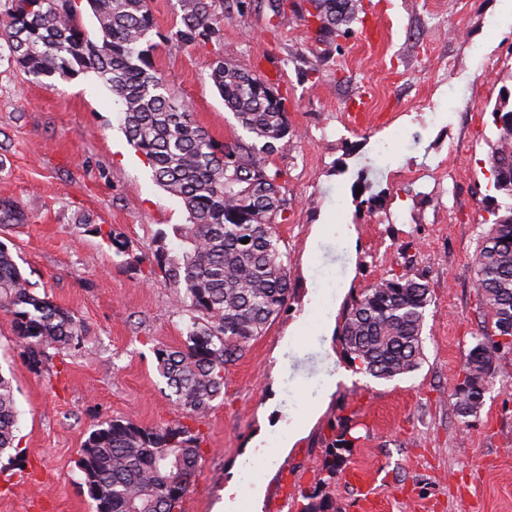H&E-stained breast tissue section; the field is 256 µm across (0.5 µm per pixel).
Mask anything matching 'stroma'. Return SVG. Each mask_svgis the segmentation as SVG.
Masks as SVG:
<instances>
[{
	"instance_id": "obj_1",
	"label": "stroma",
	"mask_w": 512,
	"mask_h": 512,
	"mask_svg": "<svg viewBox=\"0 0 512 512\" xmlns=\"http://www.w3.org/2000/svg\"><path fill=\"white\" fill-rule=\"evenodd\" d=\"M367 16L332 42L317 39L303 0H224L220 48L159 43L153 64L210 135L244 134L210 78L215 51L262 75L284 98L293 132L270 158L291 207L278 227L292 294L285 311L224 376L198 427L204 455L182 512H224L242 458L284 426L299 437L258 470L236 512H296L324 464L341 418L364 438L346 467L376 476V512H512V353L500 358L477 416L454 407L471 334L481 329L472 268L490 223L487 157L498 135L485 110L512 72V0H363ZM370 117L348 113L358 96ZM119 106L95 75L43 86L0 61V200L22 224H0L37 294L85 325L76 346L25 364L0 312V370L13 374L20 450L0 460V512H95L76 465L91 431L112 419L142 426L181 420L158 371L157 349L183 346L190 312L152 270L155 240L185 223L127 141ZM427 170L426 178L408 172ZM379 182L375 210L360 205L357 176ZM127 239L116 254L108 232ZM401 269L426 277L432 301L418 369L366 375L346 358L338 326L355 294ZM330 299L322 322L316 295Z\"/></svg>"
}]
</instances>
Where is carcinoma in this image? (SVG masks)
<instances>
[{"instance_id":"cac0c4a2","label":"carcinoma","mask_w":512,"mask_h":512,"mask_svg":"<svg viewBox=\"0 0 512 512\" xmlns=\"http://www.w3.org/2000/svg\"><path fill=\"white\" fill-rule=\"evenodd\" d=\"M87 2L97 24L93 38L81 22ZM0 50L9 63L37 81L55 75L96 74L122 107L125 135L147 161L154 181L183 204L187 222L173 234L178 250L158 235L153 262L190 301L191 324L179 350L157 351L158 369L183 408L184 417H205L224 395V373L266 332L288 302L287 251L277 226L287 220L288 197L281 172L267 158L290 133L284 99L266 79L216 55L210 78L224 106L249 134L223 142L206 132L184 104L174 101L151 55L161 36L149 0H6ZM318 37L335 40L351 32L363 6L359 0H308ZM181 26L164 40L178 46L218 45L224 0H180ZM498 96L492 123L497 147L488 156L494 194L489 228L481 232L473 258L479 308L488 325L471 335L455 407L462 417L484 405L496 362L512 352V108ZM506 198L499 202L497 196ZM14 201H0V224H22ZM249 239L246 244L243 239ZM431 288L423 276L393 273L363 289L347 304L340 341L348 359L364 373L389 379L414 371L422 355V332ZM0 311L9 314L33 369L50 348L78 343L82 321L39 296L0 243ZM18 410L12 381L0 375V454L15 450ZM363 424L346 417L325 449L324 476L299 512H332L323 488L336 479L343 451L362 438ZM200 432L178 421L141 426L115 419L91 432L78 468L95 512H181L202 459Z\"/></svg>"}]
</instances>
